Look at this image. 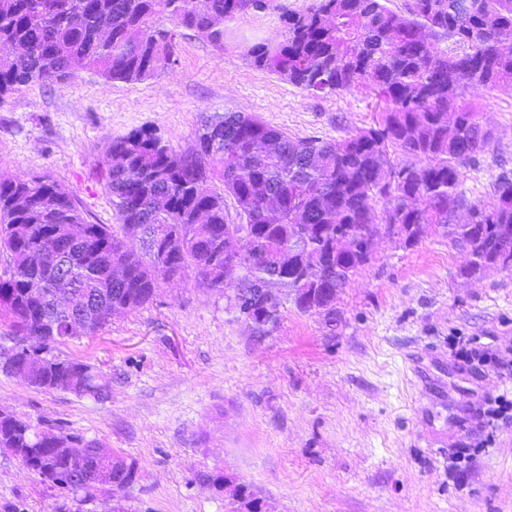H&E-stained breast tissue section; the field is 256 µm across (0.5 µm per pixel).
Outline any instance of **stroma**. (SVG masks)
Segmentation results:
<instances>
[{"mask_svg": "<svg viewBox=\"0 0 512 512\" xmlns=\"http://www.w3.org/2000/svg\"><path fill=\"white\" fill-rule=\"evenodd\" d=\"M280 11L231 22L215 48L193 31L176 64L112 82L76 68L66 83L24 86L0 99V176H46L94 224H112L104 159L113 140L143 129L174 149L193 146L203 117L230 108L296 138L340 139L372 125L373 91L308 95L253 68L246 48L280 39ZM494 141L462 170L488 199L512 171V96L471 89ZM440 231L407 247L379 237L336 301V323L286 304L277 327L253 336L224 298L177 278L144 307L113 316L62 346L94 364L106 400L43 392L0 373V409L50 420L133 463L124 512H230L203 481L220 472L259 488L269 512H512V271L468 277ZM487 362L456 358L452 340ZM0 512H102L50 487L0 449Z\"/></svg>", "mask_w": 512, "mask_h": 512, "instance_id": "35a3bbf8", "label": "stroma"}]
</instances>
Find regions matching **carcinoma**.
<instances>
[{
    "label": "carcinoma",
    "mask_w": 512,
    "mask_h": 512,
    "mask_svg": "<svg viewBox=\"0 0 512 512\" xmlns=\"http://www.w3.org/2000/svg\"><path fill=\"white\" fill-rule=\"evenodd\" d=\"M313 0L282 15L276 42H255L253 67L280 76L315 97L370 88L384 103L374 125L341 139L293 138L251 113L229 108L206 118L192 148L177 151L156 134L134 130L112 141L106 191L118 223L89 222L75 198L48 177H0V324L13 342L0 371L28 368L41 391L106 397L96 368L58 353L73 339L77 314L84 334L112 323L108 314L150 303L164 283L195 282L233 300L257 296L252 330L266 336L290 302L333 323L336 300L370 256L362 245L381 234L411 246L428 225L467 257L464 273L512 258V174L504 171L486 201L461 188L462 168L494 139L477 138L478 114L468 88L512 95V0ZM276 0H0V98L19 86L68 81L73 66L119 82L154 76L174 62L181 29L215 47L230 36L224 24L253 11L278 10ZM453 44L437 52L435 42ZM411 157L390 158V150ZM219 180L222 189L204 188ZM240 224L227 221L224 197ZM357 244L336 249V234ZM234 257L237 276L224 274ZM123 276L116 279L112 270ZM38 336L31 363L21 342ZM98 441L53 432L0 410V448L81 501L123 492L133 464L100 458ZM92 464L108 488L86 481ZM234 504L260 501L244 483Z\"/></svg>",
    "instance_id": "1"
}]
</instances>
